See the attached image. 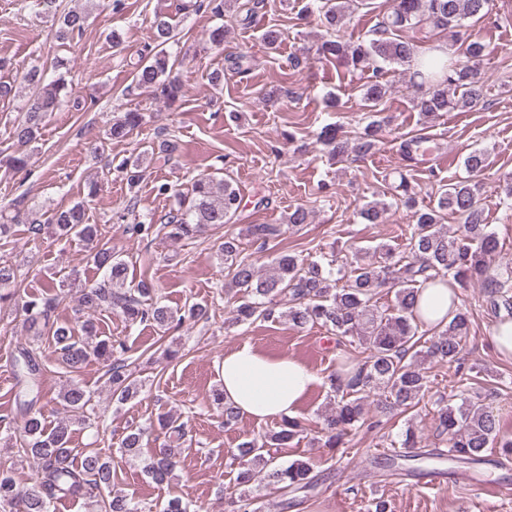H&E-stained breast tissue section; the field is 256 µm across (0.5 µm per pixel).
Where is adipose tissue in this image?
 <instances>
[{
  "label": "adipose tissue",
  "instance_id": "obj_1",
  "mask_svg": "<svg viewBox=\"0 0 512 512\" xmlns=\"http://www.w3.org/2000/svg\"><path fill=\"white\" fill-rule=\"evenodd\" d=\"M316 380L300 361L249 346L225 353L220 369L225 403L259 422L295 415Z\"/></svg>",
  "mask_w": 512,
  "mask_h": 512
}]
</instances>
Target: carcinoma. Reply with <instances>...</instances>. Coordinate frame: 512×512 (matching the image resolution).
<instances>
[{
  "label": "carcinoma",
  "instance_id": "obj_1",
  "mask_svg": "<svg viewBox=\"0 0 512 512\" xmlns=\"http://www.w3.org/2000/svg\"><path fill=\"white\" fill-rule=\"evenodd\" d=\"M236 0H189L184 10L202 9L222 16L234 7ZM369 0H324L322 16L329 29L340 30L349 22L350 7L368 6ZM490 0H396L392 13L382 16L374 37L360 43L326 39L317 48L323 60L344 63L352 72L370 74L363 85L365 106L374 108L385 97L388 88L381 82L383 65L396 64L410 74L412 86L420 90L416 107L426 118L443 112L463 111L476 106L486 94L485 84L478 76L479 67L490 54L489 45L479 38L463 40L467 62L457 64L448 48L440 43H426L427 34L436 29L463 26L466 19H482L489 14ZM86 14L71 11L59 19L56 39L66 42L83 30ZM152 44L148 45L134 64L133 80L127 93L151 92L156 97L173 100L182 86L172 77L180 64L178 56L169 52L177 42L169 17L155 13L152 21ZM409 35L401 36L399 32ZM66 62L59 60L58 77L46 81L45 70L37 64L29 66L23 81L30 93L22 119L13 135L22 149L0 159V168L22 171L28 165L26 147L37 142L47 117L71 97L75 88L68 84L62 70ZM143 112L128 111L113 119L107 130L112 140L126 138L144 124ZM383 119H373L354 141L338 137L336 128L326 126L319 139L329 148L332 158L344 159L351 153L370 152L385 130ZM178 144L163 139L150 148L122 160L115 170L129 189L138 186L143 165L154 158H171ZM489 166L488 154L475 150L468 155L465 167L474 175ZM481 185L462 178L443 186L436 203L420 208L405 175L395 187L397 204L412 211L415 231L407 245V255L394 258L393 249L380 245L374 256L352 261L304 259L295 253L278 254L269 270L261 272L255 263L242 255L239 237L218 236L217 251L224 261V294L240 296L232 311L231 321L252 324L256 321H284L296 328L321 325L338 337L344 363L329 376L333 405L324 415L325 448H335L343 438L361 427L364 403L374 395L384 397L383 409L401 414L414 411L425 396L426 376L423 364L429 359L452 362L469 331V312L460 303V291L476 280L487 289V302L496 310H504L502 322L512 320V265L490 267L500 241L479 206ZM162 195L172 194L176 205L161 229L170 241L179 243L231 223L241 207L238 189L227 179H218L201 172L185 189L163 183ZM136 201L126 205L134 223L125 232L147 238L153 232L149 215L136 210ZM384 200L365 204L362 217L376 223L389 209ZM451 214L460 221L459 229L448 230L443 223ZM34 237L44 235L60 240L77 239L89 245L88 259L99 269L107 270L102 281L82 287L76 300V312L95 311L101 307L118 312L131 323L152 324L166 332L180 327L185 317L200 321L208 311L201 305L191 306L183 315L154 299L155 288L141 279L126 287L128 264L102 237L98 225L87 222L85 204L52 210L45 221L30 225ZM246 232L265 247L281 235L279 224H250ZM18 267L0 262V303L10 302L18 295ZM395 287L393 304L378 306L379 289L388 280ZM451 287L453 317L446 324L425 326L415 314L421 294L427 288ZM65 284L48 283L47 290L23 301L21 309L32 341L51 338L59 363L69 374L60 392V400L68 418L49 428L40 410L25 396L39 386L40 365L33 350L23 347L13 367L16 378L24 383L18 393L23 398L20 408L23 420L19 426L18 456L39 464L33 482L25 491L18 490L12 470L0 469V505L17 508V512H51L53 503L61 500H92L94 512H138L137 505L112 488V456L99 448L79 450L71 447L76 426H91L92 398L77 374L92 361L105 363L112 400L123 404L136 398L143 389L131 369L125 343L99 336L91 318L61 321L56 315L59 305L69 296ZM437 431L447 437L448 460L460 464H478L489 447L499 448L500 455L512 456V438L500 435L496 417L487 410L481 395L464 397L454 403L450 399L436 401ZM159 430L177 441L185 436L184 425L170 415L158 424L131 426L118 442L121 455L135 458L157 483L169 482L178 465L172 449L165 445L149 452V436ZM304 432L298 417L280 421L277 429L258 439L244 442L238 448L236 481L243 486L237 512H260L259 496L251 489L258 474H264L267 486L284 493L305 491L313 484V465L308 460H294L285 465L274 464L272 448H286ZM417 443L413 425L409 424L395 439L394 448H410Z\"/></svg>",
  "mask_w": 512,
  "mask_h": 512
}]
</instances>
